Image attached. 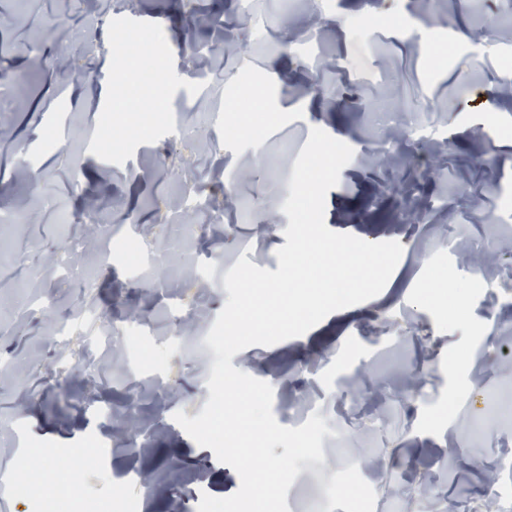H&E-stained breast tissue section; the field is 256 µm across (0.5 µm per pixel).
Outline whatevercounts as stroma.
Wrapping results in <instances>:
<instances>
[{
    "label": "stroma",
    "instance_id": "stroma-1",
    "mask_svg": "<svg viewBox=\"0 0 512 512\" xmlns=\"http://www.w3.org/2000/svg\"><path fill=\"white\" fill-rule=\"evenodd\" d=\"M268 30L246 26L238 0L193 41L228 39L238 60L198 83L171 30L168 0H0V512H50L34 452L84 461L69 512H194L199 493L227 497L233 468L175 421L210 397L212 359L170 336L213 326L228 293L223 259L277 270L289 219L285 158L312 128L353 150L325 198L335 232L396 241L400 287L325 317L299 337L251 346L232 365L269 383L280 425L301 426L308 397L330 430L323 462H305L290 512L329 499L353 512L339 458L377 449L357 474L373 512H512L482 465L512 459V0H247ZM318 32L329 67L301 46ZM91 84L98 110L71 90ZM133 104L112 109V91ZM183 173L156 179L163 154ZM427 163L415 160L416 154ZM256 157L243 201L225 173ZM223 204L226 230L157 248L180 201ZM204 264L203 282L180 270ZM461 359L455 373L446 366ZM67 407H59L60 396Z\"/></svg>",
    "mask_w": 512,
    "mask_h": 512
}]
</instances>
